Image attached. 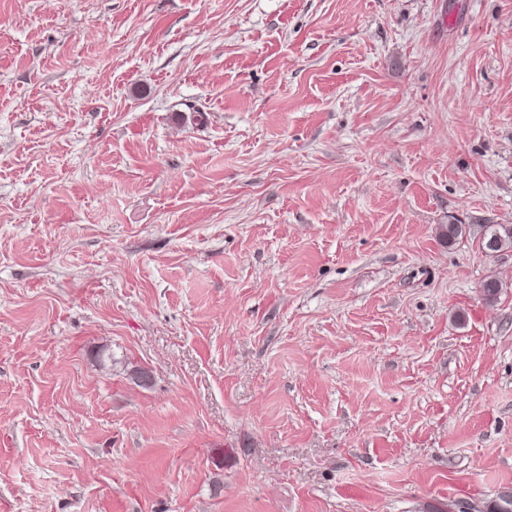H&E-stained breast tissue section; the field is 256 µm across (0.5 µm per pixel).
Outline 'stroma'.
Segmentation results:
<instances>
[{
  "instance_id": "1",
  "label": "stroma",
  "mask_w": 512,
  "mask_h": 512,
  "mask_svg": "<svg viewBox=\"0 0 512 512\" xmlns=\"http://www.w3.org/2000/svg\"><path fill=\"white\" fill-rule=\"evenodd\" d=\"M487 224L512 0H0V512L486 506Z\"/></svg>"
}]
</instances>
